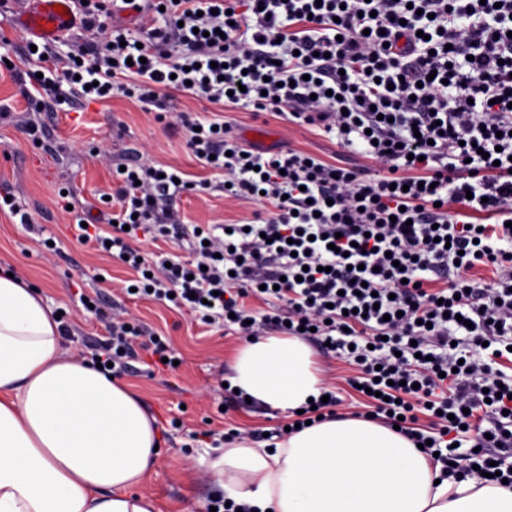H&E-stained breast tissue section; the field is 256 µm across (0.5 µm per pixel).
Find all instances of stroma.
Listing matches in <instances>:
<instances>
[{"label":"stroma","mask_w":512,"mask_h":512,"mask_svg":"<svg viewBox=\"0 0 512 512\" xmlns=\"http://www.w3.org/2000/svg\"><path fill=\"white\" fill-rule=\"evenodd\" d=\"M1 37L8 42L16 69L11 72L0 66V104L9 107L8 115L0 118V191L10 190L41 231L33 233L10 213L0 212V266L25 277L52 310L67 313L76 330L64 339L63 346L74 355L87 338L102 332L96 321L82 315L81 294L97 293L104 301H114L113 283L129 278L130 273L118 258L100 255L76 242L69 217L59 204L60 192H68L75 205L102 207L103 194L114 187L113 166L134 156L141 164L177 165L188 179L209 181V188L184 193L174 201L184 223L244 222L255 206L225 197L223 174L197 164L184 130L165 127L137 99L118 93L76 105L60 100L49 109L30 106L22 91L38 85L37 67L30 55L31 37L0 13ZM175 101L179 110L205 125L216 115H223L240 136L251 128L265 129L266 137L252 144L257 151L279 152L292 147L345 167L370 164L358 146L342 147L314 126L293 124L270 112L257 114L241 105L214 104L188 92L176 93ZM32 124L43 130L42 144H34L27 135L26 129ZM101 147L110 155L109 164L100 163L96 157ZM48 240L60 250L51 263L45 259L44 243ZM127 306L148 326L165 334L177 356L184 359L175 372L153 374L149 356L144 353L135 363V372L124 377L162 427L157 462L136 491L154 499L160 512H204L219 487L207 466L200 464L197 449L191 448L190 434L211 429L271 433L291 419L292 413L219 390L217 380L227 372L241 345L232 330L206 325L151 300L131 299ZM314 358L326 382L340 390L337 413L351 415L358 403L347 383L352 369L319 347Z\"/></svg>","instance_id":"35a3bbf8"}]
</instances>
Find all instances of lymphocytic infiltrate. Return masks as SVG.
<instances>
[{
    "instance_id": "f902f5d3",
    "label": "lymphocytic infiltrate",
    "mask_w": 512,
    "mask_h": 512,
    "mask_svg": "<svg viewBox=\"0 0 512 512\" xmlns=\"http://www.w3.org/2000/svg\"><path fill=\"white\" fill-rule=\"evenodd\" d=\"M163 11L143 40L101 22L55 66L46 94L99 100L113 90L184 129L229 197L263 203L250 227L187 231L191 259L143 258L137 243L181 223L168 203L191 189L179 168L127 163L118 208L75 239L125 256L136 293L241 338L269 328L328 345L360 370L365 418L399 426L445 477L512 484V0H122ZM228 99L359 141L369 169L295 149L248 151L231 125L196 128L169 90ZM490 271L484 286L472 274ZM284 305L256 316L251 300ZM104 336L81 356L126 373L140 351L171 370L175 352L138 318L81 295Z\"/></svg>"
}]
</instances>
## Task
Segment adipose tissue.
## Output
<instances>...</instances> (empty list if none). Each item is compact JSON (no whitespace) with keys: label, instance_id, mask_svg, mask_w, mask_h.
Masks as SVG:
<instances>
[{"label":"adipose tissue","instance_id":"1","mask_svg":"<svg viewBox=\"0 0 512 512\" xmlns=\"http://www.w3.org/2000/svg\"><path fill=\"white\" fill-rule=\"evenodd\" d=\"M59 330L39 292L0 268V512H157L135 491L157 460L155 418L65 352ZM229 380L292 411L324 389L298 336L246 342ZM209 467L252 512H512V488L442 477L410 438L365 418L326 419L272 449L237 441Z\"/></svg>","mask_w":512,"mask_h":512}]
</instances>
